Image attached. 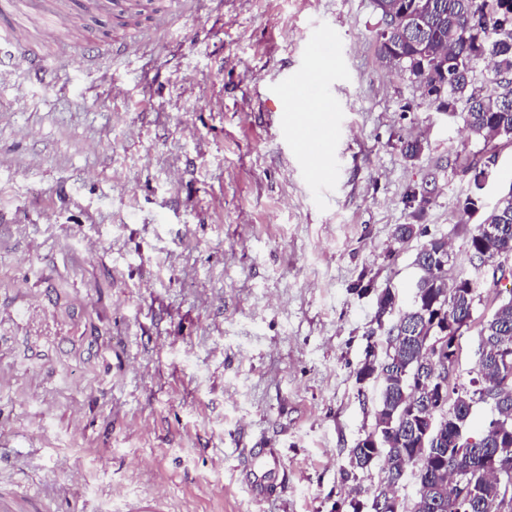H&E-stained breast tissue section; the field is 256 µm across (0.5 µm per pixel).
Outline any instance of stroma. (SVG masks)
Returning a JSON list of instances; mask_svg holds the SVG:
<instances>
[{"label": "stroma", "instance_id": "35a3bbf8", "mask_svg": "<svg viewBox=\"0 0 512 512\" xmlns=\"http://www.w3.org/2000/svg\"><path fill=\"white\" fill-rule=\"evenodd\" d=\"M22 3L0 8L55 77L0 78V487L51 512H122L157 489L170 512L369 503L380 465L345 471L379 403L355 371L398 320L377 324V292L411 307L418 252L447 241L449 277L480 280L451 369L469 385L481 325L512 296V254L474 258L463 161L487 171L491 209L512 189V140L470 137L387 68L372 0H191L101 70L78 53L119 32L116 14L75 0L83 36L44 42ZM317 28L341 54L321 62L337 139L314 181L285 88ZM408 139L422 144L412 160ZM426 180L416 220L405 196ZM248 448L281 462L259 500Z\"/></svg>", "mask_w": 512, "mask_h": 512}]
</instances>
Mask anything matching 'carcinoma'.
Wrapping results in <instances>:
<instances>
[{"mask_svg": "<svg viewBox=\"0 0 512 512\" xmlns=\"http://www.w3.org/2000/svg\"><path fill=\"white\" fill-rule=\"evenodd\" d=\"M503 0H410L415 5L410 13L412 21L423 28L435 41L423 44L411 38L404 21L386 26L388 7L393 0H374L378 16L375 36L387 43L382 59L411 82L420 84L432 80L434 72L445 67L449 78L448 104L464 115L470 135L488 140L491 134L512 138V14L499 9ZM484 64L491 89L476 85L474 73L478 64ZM465 171L472 173L475 192L462 202L466 209L481 204L479 191L486 178V170L476 163H468ZM489 218L498 226V235L485 237L482 228L471 236L470 249L487 258L512 253V202L497 203ZM447 242L434 239L419 251L418 263L428 264L432 256L444 251ZM449 318L462 322L472 318L475 297L467 289L448 284ZM485 357L478 364V376L469 388H456L452 409L442 417L439 431L445 435L441 448L419 447L420 437L412 428H406L393 445L380 449L377 459L368 457L364 450H349V470L346 475L363 472L378 460L385 472L384 484H396L403 477V468H415L417 484L427 476L437 477L448 471V465L459 460L470 469L472 490L459 496L456 486L446 491V506L433 510L423 491L416 497L408 512H484L480 504L485 498L509 496L512 499V478H500L492 471L493 455L512 453V296L501 301L481 330ZM426 346L421 338L391 346L392 363L412 368L419 364ZM412 386L396 375L381 381L380 403L376 417L383 418L394 408L411 405ZM476 402L491 405L494 419L478 436V443L470 446L459 437L460 429H469L466 408Z\"/></svg>", "mask_w": 512, "mask_h": 512, "instance_id": "1", "label": "carcinoma"}]
</instances>
